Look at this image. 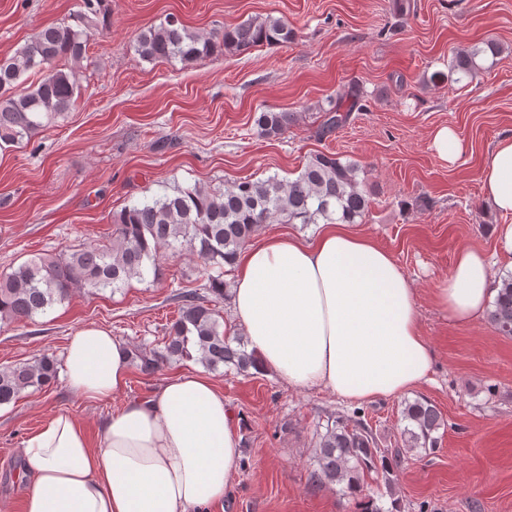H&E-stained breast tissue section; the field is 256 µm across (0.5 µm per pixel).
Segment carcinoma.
Masks as SVG:
<instances>
[{
    "label": "carcinoma",
    "mask_w": 512,
    "mask_h": 512,
    "mask_svg": "<svg viewBox=\"0 0 512 512\" xmlns=\"http://www.w3.org/2000/svg\"><path fill=\"white\" fill-rule=\"evenodd\" d=\"M105 0H80L76 16L80 25L66 22L37 31L7 60H0V148L31 140L45 127L71 112L81 96L77 64L87 58L93 30L104 10ZM296 38L294 29L279 19H250L203 37L188 29L175 16L159 26L141 31L135 52L148 61L189 63L217 51L247 53L262 46H285ZM501 49L485 46L452 51L448 70L455 82L476 78L487 69L483 56L496 64ZM70 61L63 67L60 61ZM34 81H28V78ZM364 92L354 88L345 98H328L320 107L323 121L319 137H328L344 126L351 113L365 106ZM292 112L260 113L261 136L283 134L294 122ZM360 166L333 153L311 157L293 180L270 175L263 180L242 181L223 189L199 186L177 188L114 216L112 240L71 253L24 262L0 277V320H33L67 300L76 288L114 293L130 280L162 275L159 257L190 255L201 262L206 277L202 295L195 290L181 293L179 316L171 325L160 350L149 353L135 348L132 359L139 371L151 375L172 361L195 360L204 368L222 367L241 375L261 371L254 351L242 336H228L210 303L224 299V266L263 224H316L323 220L355 224L370 207L369 192L358 180ZM495 330L512 336V274L501 279L487 313ZM58 361L45 355L32 363L0 368V405L16 401L28 388L41 389L56 380ZM405 447L413 451L436 449L435 433L444 425L441 411L431 401L419 398L405 403L401 411ZM402 449L382 448L360 411L327 422L315 449L316 469L311 479L318 484H338L343 495L355 501L359 512H400L394 498V468ZM381 476L392 497L385 511L371 497L361 496L364 476Z\"/></svg>",
    "instance_id": "cac0c4a2"
}]
</instances>
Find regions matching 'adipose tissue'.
I'll use <instances>...</instances> for the list:
<instances>
[{
  "mask_svg": "<svg viewBox=\"0 0 512 512\" xmlns=\"http://www.w3.org/2000/svg\"><path fill=\"white\" fill-rule=\"evenodd\" d=\"M480 181L489 211L511 215L512 137L496 143ZM234 269L233 312L263 370L357 403L428 381L434 354L415 290L392 254L351 225H322L310 241L266 238L239 254ZM492 283L485 253L463 247L433 298L467 323L485 312ZM129 369V348L97 327L77 331L65 348L66 383L90 400L122 391ZM21 455L24 512H209L223 501L241 448L222 390L197 370L127 401L104 420L97 442L61 413Z\"/></svg>",
  "mask_w": 512,
  "mask_h": 512,
  "instance_id": "1",
  "label": "adipose tissue"
}]
</instances>
